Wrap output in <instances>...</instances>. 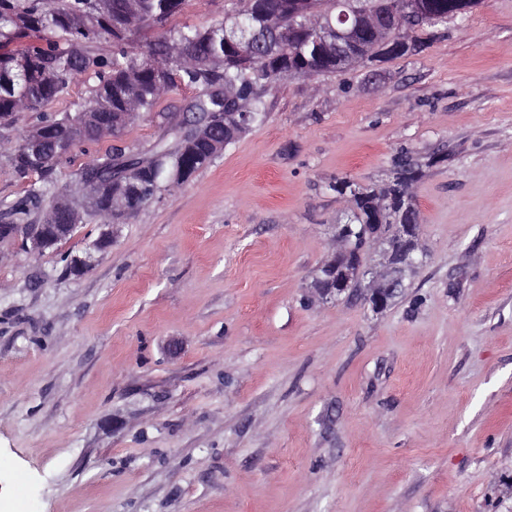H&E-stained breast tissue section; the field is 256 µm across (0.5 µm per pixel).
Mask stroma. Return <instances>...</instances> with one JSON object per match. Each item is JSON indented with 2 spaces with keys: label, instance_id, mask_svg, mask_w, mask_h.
Here are the masks:
<instances>
[{
  "label": "stroma",
  "instance_id": "stroma-1",
  "mask_svg": "<svg viewBox=\"0 0 512 512\" xmlns=\"http://www.w3.org/2000/svg\"><path fill=\"white\" fill-rule=\"evenodd\" d=\"M196 94L124 145L150 156ZM262 101L125 223L0 242V512H512V0ZM403 148L422 264L379 313L319 298L336 180L382 186Z\"/></svg>",
  "mask_w": 512,
  "mask_h": 512
}]
</instances>
